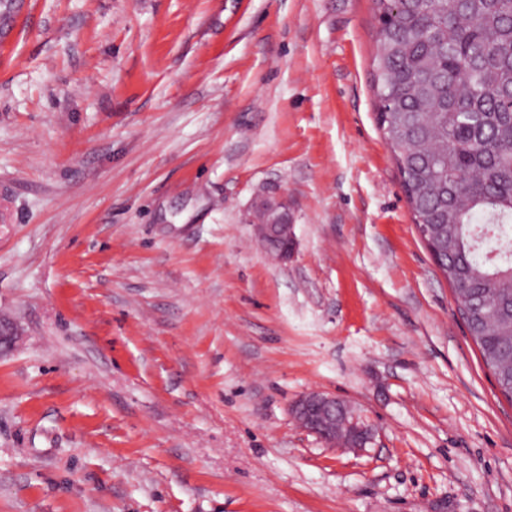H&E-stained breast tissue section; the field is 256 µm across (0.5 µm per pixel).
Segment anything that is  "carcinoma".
I'll use <instances>...</instances> for the list:
<instances>
[{
  "mask_svg": "<svg viewBox=\"0 0 512 512\" xmlns=\"http://www.w3.org/2000/svg\"><path fill=\"white\" fill-rule=\"evenodd\" d=\"M379 128L420 236L512 402V0H373Z\"/></svg>",
  "mask_w": 512,
  "mask_h": 512,
  "instance_id": "1",
  "label": "carcinoma"
}]
</instances>
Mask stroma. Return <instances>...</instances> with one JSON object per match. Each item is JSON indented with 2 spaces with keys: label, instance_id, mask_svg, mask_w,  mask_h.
<instances>
[{
  "label": "stroma",
  "instance_id": "obj_1",
  "mask_svg": "<svg viewBox=\"0 0 512 512\" xmlns=\"http://www.w3.org/2000/svg\"><path fill=\"white\" fill-rule=\"evenodd\" d=\"M378 49L372 0H15L0 512H512V402L415 227ZM310 390L371 441L303 430ZM258 219L256 230L259 238L271 247L279 248L278 257L286 262L295 252L296 239L293 233V216L285 198H264L255 205Z\"/></svg>",
  "mask_w": 512,
  "mask_h": 512
}]
</instances>
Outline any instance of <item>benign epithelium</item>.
Wrapping results in <instances>:
<instances>
[{"instance_id": "7a95c632", "label": "benign epithelium", "mask_w": 512, "mask_h": 512, "mask_svg": "<svg viewBox=\"0 0 512 512\" xmlns=\"http://www.w3.org/2000/svg\"><path fill=\"white\" fill-rule=\"evenodd\" d=\"M259 238L269 247L279 248L278 257L286 262L295 252L293 216L285 198H264L255 205ZM290 411L298 423L327 445L338 441L344 433L362 447L370 439V425L351 410L350 404L333 395L312 390L299 396Z\"/></svg>"}]
</instances>
